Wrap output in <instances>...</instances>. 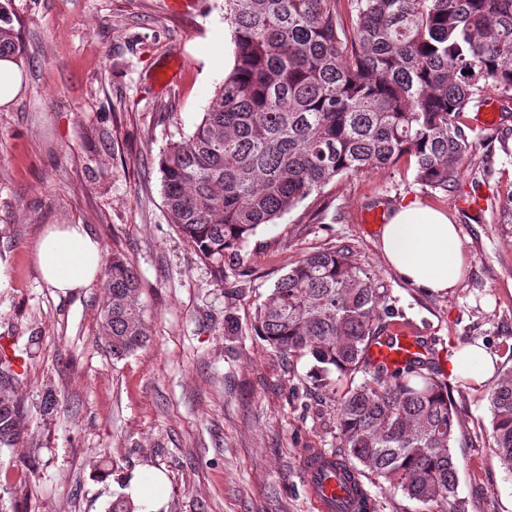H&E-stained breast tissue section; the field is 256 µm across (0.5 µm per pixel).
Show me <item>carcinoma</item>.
Returning <instances> with one entry per match:
<instances>
[{
    "instance_id": "carcinoma-1",
    "label": "carcinoma",
    "mask_w": 512,
    "mask_h": 512,
    "mask_svg": "<svg viewBox=\"0 0 512 512\" xmlns=\"http://www.w3.org/2000/svg\"><path fill=\"white\" fill-rule=\"evenodd\" d=\"M224 0L235 64L194 132L160 158L169 223L219 280L248 239L339 175L414 160L417 182L448 191L473 142L461 121L490 87L512 91V0ZM0 25V59H18ZM100 336L121 359L149 340L138 276L119 254L105 267ZM381 296L345 245L310 252L254 310L251 328L280 355L311 360L336 398L348 480L422 503L457 495L462 438L448 382L433 362L368 358L385 332ZM23 356L0 354V449L20 445L30 409L15 395ZM488 441L512 473V366L488 386ZM107 512H139L127 496Z\"/></svg>"
}]
</instances>
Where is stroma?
<instances>
[{"label": "stroma", "mask_w": 512, "mask_h": 512, "mask_svg": "<svg viewBox=\"0 0 512 512\" xmlns=\"http://www.w3.org/2000/svg\"><path fill=\"white\" fill-rule=\"evenodd\" d=\"M22 49V87L0 105V351L29 350L16 395L32 414L19 447L0 450L6 512H106L134 476L162 472L164 512H316L305 456L334 453L336 392L314 390L308 358L275 355L250 329L257 303L303 255L345 245L373 278L390 323L410 325L428 358L480 345L504 362L512 347V99L501 124L471 126L475 148L448 192L416 182L407 160L334 179L250 237L236 274L217 282L169 224L158 161L200 123L235 47L224 0H0ZM170 58L182 73L159 88ZM480 194L485 210L468 211ZM418 200L458 227L467 269L448 293L406 284L382 257L379 225ZM50 224H83L104 260L137 270L149 341L113 359L99 336L101 282L63 296L41 278L36 247ZM241 332L224 333L225 317ZM465 435L455 447L467 512H512V474L488 445L482 386L448 380Z\"/></svg>", "instance_id": "1"}]
</instances>
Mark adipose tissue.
<instances>
[{
    "label": "adipose tissue",
    "instance_id": "adipose-tissue-1",
    "mask_svg": "<svg viewBox=\"0 0 512 512\" xmlns=\"http://www.w3.org/2000/svg\"><path fill=\"white\" fill-rule=\"evenodd\" d=\"M380 252L412 286L427 292H446L461 279L466 259L459 233L447 214L413 201L400 207L380 231ZM44 282L61 294H75L99 276L103 256L99 241L83 224L48 228L36 249ZM448 369L475 383L491 376V355L476 346L455 351Z\"/></svg>",
    "mask_w": 512,
    "mask_h": 512
}]
</instances>
